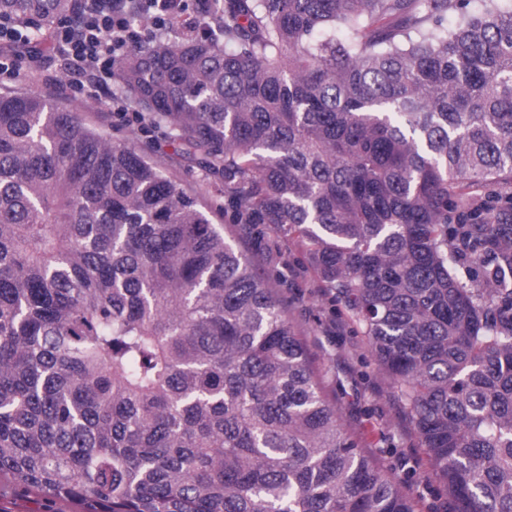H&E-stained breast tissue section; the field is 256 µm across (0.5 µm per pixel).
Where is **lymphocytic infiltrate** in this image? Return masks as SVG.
<instances>
[{"instance_id": "f902f5d3", "label": "lymphocytic infiltrate", "mask_w": 512, "mask_h": 512, "mask_svg": "<svg viewBox=\"0 0 512 512\" xmlns=\"http://www.w3.org/2000/svg\"><path fill=\"white\" fill-rule=\"evenodd\" d=\"M142 35L134 29L122 0L103 6L102 0H84L78 21L60 22L53 43L74 91L94 101L103 112L128 116L132 107L113 94L109 82L120 59Z\"/></svg>"}]
</instances>
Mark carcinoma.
Masks as SVG:
<instances>
[{"label":"carcinoma","mask_w":512,"mask_h":512,"mask_svg":"<svg viewBox=\"0 0 512 512\" xmlns=\"http://www.w3.org/2000/svg\"><path fill=\"white\" fill-rule=\"evenodd\" d=\"M81 0H0L41 32ZM119 88L286 224L458 512H512V0H209ZM79 512H416L279 296L135 147L0 94V475Z\"/></svg>","instance_id":"obj_1"}]
</instances>
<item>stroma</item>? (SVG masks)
Returning <instances> with one entry per match:
<instances>
[{
	"label": "stroma",
	"mask_w": 512,
	"mask_h": 512,
	"mask_svg": "<svg viewBox=\"0 0 512 512\" xmlns=\"http://www.w3.org/2000/svg\"><path fill=\"white\" fill-rule=\"evenodd\" d=\"M43 49L37 38L9 47L14 72L0 76V92L37 94L76 112L112 141L132 144L160 163L167 176L194 194L286 303L288 317L305 336L309 356L324 376L345 429L399 481L402 491L415 501L417 512H456L390 376L335 290L320 278L300 239L279 224L231 223L224 213L223 191L205 169L184 155L177 141L161 128L144 133L138 125L105 118L93 102L71 90L57 56H48L42 69H31L30 54ZM77 510L71 501L45 499L0 476V512Z\"/></svg>",
	"instance_id": "obj_1"
}]
</instances>
